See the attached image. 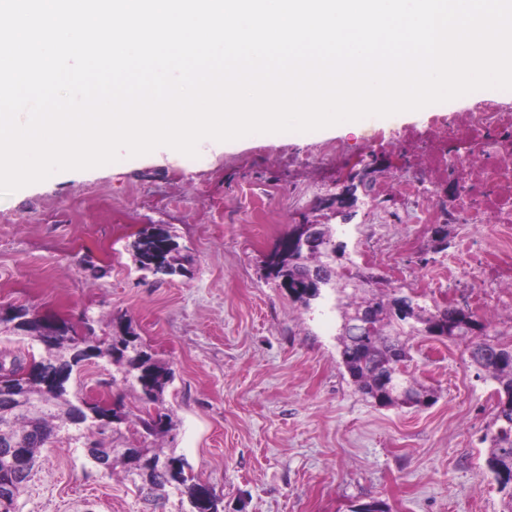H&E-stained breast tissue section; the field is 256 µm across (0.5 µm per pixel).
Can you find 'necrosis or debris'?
Listing matches in <instances>:
<instances>
[{
    "label": "necrosis or debris",
    "mask_w": 512,
    "mask_h": 512,
    "mask_svg": "<svg viewBox=\"0 0 512 512\" xmlns=\"http://www.w3.org/2000/svg\"><path fill=\"white\" fill-rule=\"evenodd\" d=\"M368 144L387 150L398 172L388 186L371 188L377 203L415 201L418 224L512 227V112L496 94L455 117L435 114L421 130H374ZM428 180L435 188L421 195Z\"/></svg>",
    "instance_id": "1"
}]
</instances>
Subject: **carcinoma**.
<instances>
[{"mask_svg":"<svg viewBox=\"0 0 512 512\" xmlns=\"http://www.w3.org/2000/svg\"><path fill=\"white\" fill-rule=\"evenodd\" d=\"M325 243L315 252L287 248L286 242L296 235L292 229L283 239L278 251L265 262L267 275L280 281L282 287L304 305L321 296L329 288L336 295L342 325L338 337L341 362L358 391L380 407L424 406L434 401V392L416 380L405 376L402 367L410 360L409 341L419 335L470 339L472 361L485 376L498 384L499 401L493 427L482 442L488 444L486 459L494 476L505 477L502 489L512 481V345L501 344L489 335L473 315L453 305L432 309L421 304L403 311L395 305L396 294L406 295L403 289L372 287V280L337 264L345 256V245L336 241L335 231L322 225ZM138 268L159 273L158 265L169 270L182 269L178 262V244L169 229L151 225L139 231L132 243ZM49 326L46 317L28 307H0V333L9 332L38 344L42 353L33 361L34 368L43 372L74 371L82 361L81 352L95 343L92 336H80L67 321H59V331L45 335ZM100 358L112 363L115 375L112 384L121 381L137 393L144 416L138 417L140 446L125 447L121 425L129 423L122 397L112 401L111 419L94 420L85 416L75 419L82 411L80 401L70 396L67 387L56 391L44 389L42 379L34 376L27 381L8 385L12 405L0 402V439L7 436L25 448L31 460L40 450L54 443L64 432L76 444L91 442L104 448L103 435H111L112 468H121L129 481L136 473L132 459L152 470L153 476L145 502L162 508L172 497L187 503L196 512V501L202 482L187 471L183 458L167 454L156 442L164 440L171 431L170 415L153 413L172 373L146 349L140 336L126 326L120 336L112 337Z\"/></svg>","mask_w":512,"mask_h":512,"instance_id":"cac0c4a2","label":"carcinoma"}]
</instances>
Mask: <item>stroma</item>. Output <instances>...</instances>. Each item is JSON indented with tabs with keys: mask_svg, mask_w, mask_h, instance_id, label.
Segmentation results:
<instances>
[{
	"mask_svg": "<svg viewBox=\"0 0 512 512\" xmlns=\"http://www.w3.org/2000/svg\"><path fill=\"white\" fill-rule=\"evenodd\" d=\"M428 110L376 118L357 130L324 128L251 135L223 153L125 157L62 171L0 197V305H25L104 339L129 325L174 379L162 408L174 429L166 451L184 458L220 496L223 512H503L505 494L486 466L496 385L460 339L419 337L408 370L437 391L426 407L369 403L340 364L341 319L330 290L303 305L267 277L266 258L293 225H331L355 267L382 288L414 289L427 307L473 313L512 344V288L491 307L448 285L464 250L512 249V229L394 221L358 189L343 223L336 154L372 162L369 183L395 170L368 152L373 126L423 127ZM148 224L168 225L184 275L140 271L131 242ZM72 393L112 396V366L74 370ZM18 512H147L133 485L58 438L43 448Z\"/></svg>",
	"mask_w": 512,
	"mask_h": 512,
	"instance_id": "1",
	"label": "stroma"
}]
</instances>
